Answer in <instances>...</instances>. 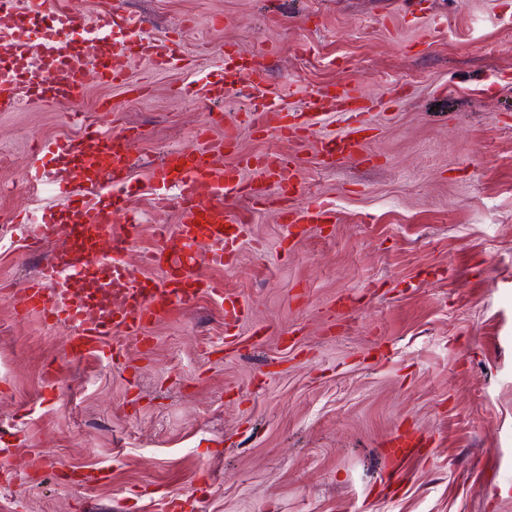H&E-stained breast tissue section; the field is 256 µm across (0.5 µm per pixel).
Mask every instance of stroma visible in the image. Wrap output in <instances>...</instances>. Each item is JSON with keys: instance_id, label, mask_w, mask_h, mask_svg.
Returning a JSON list of instances; mask_svg holds the SVG:
<instances>
[{"instance_id": "stroma-1", "label": "stroma", "mask_w": 512, "mask_h": 512, "mask_svg": "<svg viewBox=\"0 0 512 512\" xmlns=\"http://www.w3.org/2000/svg\"><path fill=\"white\" fill-rule=\"evenodd\" d=\"M182 44L177 66L131 55L126 85L92 82L70 108L0 112V281L24 285L64 244L69 200L23 183L38 143L111 115L139 134L128 205L141 217L129 268L173 210L150 205L149 171L190 146L209 114L254 101L224 80L259 44L267 101L310 109L322 85L380 98L362 155L324 168L308 147L240 128L238 150L294 156L328 224L287 233L277 205L227 199L236 260L198 273L223 298L150 323L120 359H64L70 333L0 301V448L24 446L0 512H512V0H116ZM148 82L145 94L134 85ZM210 86L197 94L199 84ZM52 215L29 251L18 215ZM267 334L250 342L253 325ZM425 438L385 484L391 436ZM213 468V479L203 477Z\"/></svg>"}]
</instances>
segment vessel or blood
Here are the masks:
<instances>
[{"instance_id":"1","label":"vessel or blood","mask_w":512,"mask_h":512,"mask_svg":"<svg viewBox=\"0 0 512 512\" xmlns=\"http://www.w3.org/2000/svg\"><path fill=\"white\" fill-rule=\"evenodd\" d=\"M46 0H0V13L18 16L40 12ZM50 24L31 29L20 24L0 33V55L27 60L38 50L40 64L20 76L0 67V112L14 110L23 100H43L58 106L70 103L74 93L89 79L121 83L126 79L128 48L138 49L155 69L177 65L178 42L170 34L145 29L141 22L119 15L112 0H101L94 17H86L57 0ZM122 32V44L106 56H89L76 49V42ZM312 106L321 112H340L355 118V126L336 134L314 137L312 120L297 121L288 112L272 114L265 107L245 113L241 124H227L223 135H214L211 122L195 132L189 148L168 150L150 170L153 203L177 211L175 229H160L156 247L144 255L148 265L160 268L161 282L138 280L125 260L126 250L136 237L139 222L126 205L135 160L129 152L137 135L129 129L102 137L88 130L77 139H61L40 145L41 153L52 161H66L68 175L32 167L26 182L30 191L43 186L55 188L74 199L67 221L72 226L70 243L56 248L38 276L23 288H0L18 317L39 314L53 326L69 329L70 357L104 356V339L109 334L143 338L146 326L173 309L194 306L202 296L223 297L221 283L201 278L195 271L200 249H208L216 264H223L228 245L236 233L227 229L232 218L224 207L230 197L246 195L258 202L286 200L296 192L297 166L294 158L269 151L258 155L238 152L240 126L289 142L315 140L324 162L361 150V121L377 108L378 102L359 88H318ZM237 156L236 164H225L226 156ZM104 171L113 193L103 196L85 186L86 170ZM329 210L320 203L288 213L289 224L318 223L328 219ZM108 270L112 283L111 304L101 305L97 314H88L79 295V285L93 268Z\"/></svg>"}]
</instances>
